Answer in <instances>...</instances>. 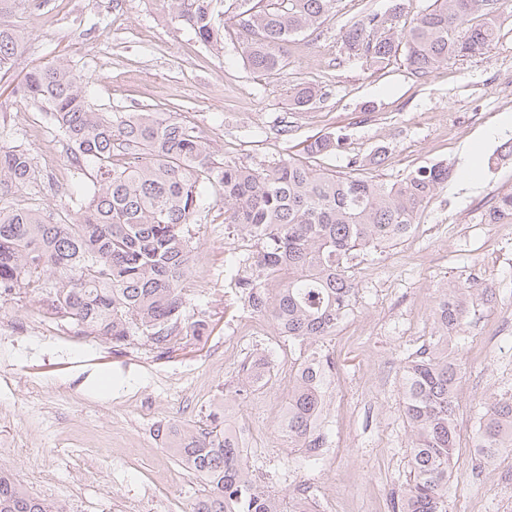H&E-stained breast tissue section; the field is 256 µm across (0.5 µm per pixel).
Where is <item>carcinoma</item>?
Listing matches in <instances>:
<instances>
[{
    "instance_id": "obj_1",
    "label": "carcinoma",
    "mask_w": 512,
    "mask_h": 512,
    "mask_svg": "<svg viewBox=\"0 0 512 512\" xmlns=\"http://www.w3.org/2000/svg\"><path fill=\"white\" fill-rule=\"evenodd\" d=\"M337 0H159L171 22L189 29L207 49H224L221 17L232 14L250 39L242 58L253 70L281 74L288 43L320 28ZM512 16V0H434L410 27L399 28L400 5L386 15L348 20L339 35L344 53L381 67L404 52L423 76L450 59L483 53ZM23 37L0 24V69L20 51ZM21 97L50 108L67 158L93 171L92 190L66 216L34 207L0 205V295L20 288L44 291L47 312L81 336H108L115 346L144 338L170 354L208 329L206 312L189 311L183 281L196 263L193 226L204 210L203 190L224 204V223L247 242L232 256L231 282L251 313L268 320L299 346L298 379L288 394L282 429L308 461L328 447L323 416L336 361L323 341L336 335L356 294L350 261L407 236L419 211L448 179V168L422 167L398 184L353 173L322 172L291 159L261 171L217 165L209 141L192 128L152 112L112 114L88 101L79 78L59 59L26 76ZM323 97L321 88L296 84L298 111ZM343 135L306 145L314 157L337 150ZM36 179L31 155L0 147V187L22 188ZM489 224L512 222V193L497 197ZM473 286L440 290L431 314L436 331L409 356L403 373V412L411 428L410 477L393 512H448V482L458 461V368L448 337L461 330ZM236 395L245 400L271 379L269 361L248 356L238 370ZM180 464L205 486L191 512H316L304 487L287 500L248 464L238 439L224 425V406L207 423L176 425L158 433ZM493 465L512 448V396L484 404L471 444ZM0 512H63L30 496L0 470Z\"/></svg>"
}]
</instances>
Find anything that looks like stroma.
<instances>
[{
  "mask_svg": "<svg viewBox=\"0 0 512 512\" xmlns=\"http://www.w3.org/2000/svg\"><path fill=\"white\" fill-rule=\"evenodd\" d=\"M398 1L405 24L432 2L339 0L317 32L290 43L281 75L244 63L242 29L230 28L223 53L214 54L170 23L157 0H43L6 16L24 42L0 72V146L28 149L38 170L34 183L0 193L14 206L53 211L64 188L91 182L69 168L47 106L15 92L32 68L59 58L96 107L163 113L201 132L218 163L260 169L290 158L386 184L440 164L453 180L461 145L485 142L479 193L440 186L406 237L354 259V310L326 341L340 378L323 420L330 446L314 463L272 417L288 403L280 378L248 402L233 401L245 357L261 350L288 364L298 347L270 324L256 326L232 288L225 262L241 241L225 224L222 203L208 201L194 228L198 261L183 286L210 328L184 349L161 356L142 338L103 343L46 314L40 293L0 297V468L29 494L66 512H191L203 485L156 429L195 427L222 403L227 416L249 417L248 462L281 495L310 487L324 512H392L410 471L402 367L434 330L430 308L439 286L457 280L490 290L474 298L463 332L449 343L461 368L462 448L448 512H512V453L487 466L469 450L481 404L512 395V379L497 382L512 358V223L482 220L496 196L512 193V155L504 148L512 139V18L483 54L422 77L401 59L380 69L345 59L340 26L354 16L389 14ZM299 83L318 85L324 101L292 112L289 89ZM329 133L343 135L339 149L307 158L305 146ZM379 150L384 162L370 164Z\"/></svg>",
  "mask_w": 512,
  "mask_h": 512,
  "instance_id": "stroma-1",
  "label": "stroma"
}]
</instances>
